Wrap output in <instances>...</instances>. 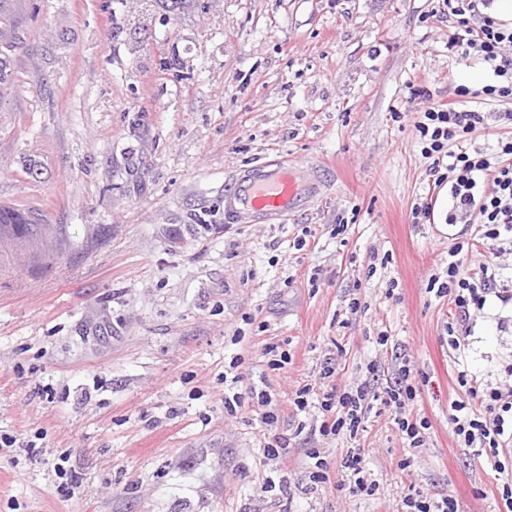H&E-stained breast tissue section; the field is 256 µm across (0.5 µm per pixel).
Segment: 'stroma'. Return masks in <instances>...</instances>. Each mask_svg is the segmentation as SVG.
Here are the masks:
<instances>
[{
  "instance_id": "1",
  "label": "stroma",
  "mask_w": 512,
  "mask_h": 512,
  "mask_svg": "<svg viewBox=\"0 0 512 512\" xmlns=\"http://www.w3.org/2000/svg\"><path fill=\"white\" fill-rule=\"evenodd\" d=\"M15 40L0 107V205L45 226L0 239V512H405L410 488L500 512L492 467L458 441L459 371L512 383V310L474 314L448 344L431 291L464 225L414 221L428 180L412 88L454 98L481 63L448 51L441 0H0ZM320 167L324 187L284 224H229L224 187L259 160ZM358 301L357 313L348 305ZM387 346H379V333ZM283 342L292 357L271 370ZM413 365L404 447L388 415L358 442L377 488L338 490L352 443L308 431L299 386L325 357L343 384L367 363ZM267 384L288 460H265ZM305 432H298V424ZM328 463L308 489L310 449ZM247 395V396H246ZM255 397L257 401L255 402ZM247 408H252L251 411H256L254 408H262L260 414V422L264 425L263 432V455L269 461L288 459L290 440L283 434L275 433L278 428L280 420V408L277 403H274L273 397L268 390H261L256 392L255 388H250L249 391L236 392L232 398L224 394V409L228 414H237L243 412ZM256 403V404H255ZM274 432V434H272Z\"/></svg>"
}]
</instances>
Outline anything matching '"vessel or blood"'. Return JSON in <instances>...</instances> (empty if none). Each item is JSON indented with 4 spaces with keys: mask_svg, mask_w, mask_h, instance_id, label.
<instances>
[{
    "mask_svg": "<svg viewBox=\"0 0 512 512\" xmlns=\"http://www.w3.org/2000/svg\"><path fill=\"white\" fill-rule=\"evenodd\" d=\"M320 194L317 178L280 161L255 163L224 192V218L231 224H281L307 210Z\"/></svg>",
    "mask_w": 512,
    "mask_h": 512,
    "instance_id": "vessel-or-blood-1",
    "label": "vessel or blood"
}]
</instances>
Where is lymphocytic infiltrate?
Returning a JSON list of instances; mask_svg holds the SVG:
<instances>
[{
    "label": "lymphocytic infiltrate",
    "mask_w": 512,
    "mask_h": 512,
    "mask_svg": "<svg viewBox=\"0 0 512 512\" xmlns=\"http://www.w3.org/2000/svg\"><path fill=\"white\" fill-rule=\"evenodd\" d=\"M490 0H443L456 27L448 39V49L461 59L476 58L488 65L493 83L481 92L459 86L454 100H434L429 91L418 89L423 107L415 126L420 134L421 154L429 159L428 182L434 189L448 191V217L451 224L463 223L470 228L472 241L498 240L502 232L512 233V139L476 149L466 146L471 134L498 123L512 126V113L486 111L473 107L475 95L489 102L512 99V27L497 22L483 13ZM463 243L448 251L445 278L431 276L438 296L451 303L446 325L448 344L460 349L461 337L470 331L472 311L483 310L490 299L501 305H512V289L496 288L499 268L490 263L478 268L467 267ZM411 368L402 365L393 385L379 390L363 381L355 386L337 383L332 362H325L313 382L295 391L296 411H306L312 396H319L320 424L323 437L348 433L357 438L365 431L370 413L389 412L404 442L411 448L421 447L430 428L427 418L404 416L407 402L414 400L416 390L411 384ZM457 381L464 388L466 400L451 405L453 431L465 447L476 455L487 454L494 460L496 472L502 476L501 499L506 512H512V454L504 445L512 439V387H482L477 377L459 372ZM261 407L264 426L263 455L265 459L286 460L290 442L277 431L280 408L270 391L249 390L225 398L228 414L245 410L247 404Z\"/></svg>",
    "instance_id": "1"
}]
</instances>
